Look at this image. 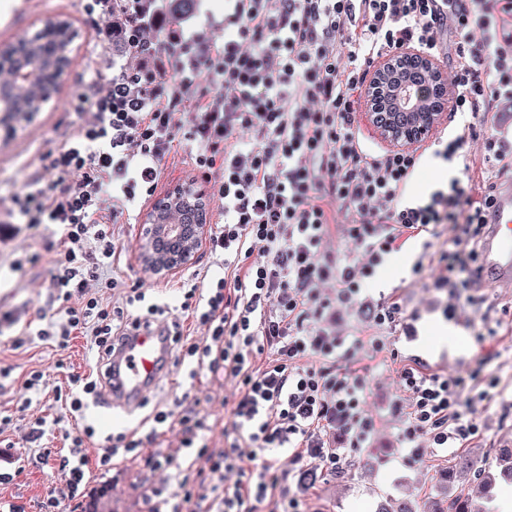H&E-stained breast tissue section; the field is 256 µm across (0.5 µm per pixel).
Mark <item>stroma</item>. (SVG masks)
<instances>
[{
	"label": "stroma",
	"mask_w": 512,
	"mask_h": 512,
	"mask_svg": "<svg viewBox=\"0 0 512 512\" xmlns=\"http://www.w3.org/2000/svg\"><path fill=\"white\" fill-rule=\"evenodd\" d=\"M58 19L71 21L78 49L60 89L29 119L12 122L0 115V225L11 222L14 199L33 182L44 147L63 145L66 132L74 127L77 118L69 109L71 97L91 94L98 80L110 74L112 47L97 38L86 23L80 0H0V45L34 36ZM460 172L457 162L446 164L426 155L410 184L409 199L427 195ZM36 247V239L24 232L0 242V306L22 310L23 321L37 328L41 316L51 311V266L44 262L31 267L24 277L13 269L17 260L29 256ZM422 251L421 242L410 243L390 256L369 283L372 299H395L404 316L417 318V339L396 330L388 336L390 348L402 356L424 358L434 371L482 372L499 379L504 393L473 402L479 431L462 448L450 449L448 454L427 453L419 459L403 456L396 440V421L389 417L370 446L350 452L336 471L315 472L307 464L292 467L288 486L303 499L306 512H376L383 499L408 495L423 505L436 494L441 472L459 454L490 459L497 449L512 446V290L465 288L451 298L446 292L422 287L412 275ZM451 301L458 307L452 320L445 313ZM487 324L495 333L485 338L481 332ZM95 362V354L87 351L79 336L64 349L36 339L15 350L9 331L0 332V368L10 370L9 376L0 377V413L12 418L0 439L14 443L22 455L20 473L10 483L0 485V498L24 504L27 512H41L51 490L60 486L61 474L52 462L40 457L39 450L67 447L66 436L76 433L77 426L52 393L59 387L68 388L73 375L88 372ZM31 369L43 372L45 394L25 409L14 400L13 388ZM38 417L46 421L45 434L40 443L33 444L28 433ZM311 471L316 474L315 480L305 481V473ZM114 478L117 499L111 505L113 512H148L145 497L158 485L159 473L138 459L126 461Z\"/></svg>",
	"instance_id": "obj_1"
}]
</instances>
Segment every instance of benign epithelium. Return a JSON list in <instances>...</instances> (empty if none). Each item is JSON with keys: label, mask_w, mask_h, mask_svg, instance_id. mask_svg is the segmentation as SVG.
<instances>
[{"label": "benign epithelium", "mask_w": 512, "mask_h": 512, "mask_svg": "<svg viewBox=\"0 0 512 512\" xmlns=\"http://www.w3.org/2000/svg\"><path fill=\"white\" fill-rule=\"evenodd\" d=\"M453 88L439 62L410 48L380 58L365 91L364 117L374 133L392 150H413L425 146L447 119ZM192 201L205 208V193L189 183L176 187L158 200L152 210H169L176 203ZM139 247V263L144 272L155 276L170 275L187 265L206 234L207 225H198L196 236L188 237L175 257L157 252L152 230L176 231L178 224H155L151 215Z\"/></svg>", "instance_id": "7a95c632"}]
</instances>
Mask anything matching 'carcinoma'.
Masks as SVG:
<instances>
[{
	"instance_id": "1",
	"label": "carcinoma",
	"mask_w": 512,
	"mask_h": 512,
	"mask_svg": "<svg viewBox=\"0 0 512 512\" xmlns=\"http://www.w3.org/2000/svg\"><path fill=\"white\" fill-rule=\"evenodd\" d=\"M74 32L69 22L57 24L50 32L26 42L17 51L9 45L3 55L15 57L14 66L0 68V110L12 113L33 112L41 107V86L39 81L27 87L20 77L26 71L42 70L47 74L63 73L69 68L70 60L61 55L43 57V48L50 41L64 46L72 41ZM201 220L198 210L192 205L180 207L170 216L160 218L161 223L197 224ZM512 485V449L503 450L493 461H485L479 467L471 458L454 460L448 472L441 476L437 494L431 498L429 512H499L496 505L495 488L497 482ZM478 483L479 495L473 497L463 492L453 491L454 483Z\"/></svg>"
}]
</instances>
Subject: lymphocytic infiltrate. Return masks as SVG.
<instances>
[{"label": "lymphocytic infiltrate", "mask_w": 512, "mask_h": 512, "mask_svg": "<svg viewBox=\"0 0 512 512\" xmlns=\"http://www.w3.org/2000/svg\"><path fill=\"white\" fill-rule=\"evenodd\" d=\"M124 21L112 23V0H86L103 41L121 40L133 64H123L77 96L73 114L94 110L62 147L40 155L49 180L17 196L26 228L61 231L52 259L55 312L31 337L66 348L83 337L99 360L112 352L143 302V283L126 285L114 267L126 255L115 223L136 200L152 196L169 157L185 153L224 221L210 228L205 248L224 274L184 289L181 309L196 336L169 323L178 363L188 377L208 373L211 383L236 386L230 427L209 411L210 397H194L180 412L156 406L145 435L120 433L97 461L111 469L117 451L140 456L146 443L169 435L173 448L190 450L202 466L182 468L176 457L154 455L148 465L168 473V512H254L271 502L274 512H301L287 477L271 464L248 470L274 450L327 470L348 450L366 446L377 421L363 410L370 389L357 355L377 357L387 348L384 329L402 327L398 302H381L369 334L338 335L337 307L351 308L387 258L411 239L427 236L428 260L413 273L438 290L474 285L478 244L499 183L512 180V138L496 131L501 104H512V0H224L222 44L210 43L189 20L173 22L162 0H121ZM432 56L448 53L452 112L472 120L439 155L459 158L466 144L483 150L485 178L476 185L470 167L427 198H407L422 155L415 150L366 149L357 130L365 82L381 56L406 47ZM208 71L221 94L201 85ZM444 224H462L466 238L440 240ZM349 239L357 255L326 252L332 237ZM469 278H460V271ZM347 362L339 370L338 362ZM406 404L398 432L402 448L439 453L478 433L464 408L463 377L427 369L415 356L396 361ZM342 431L347 448L333 446ZM95 434L83 425L67 451L44 449L64 485L51 492L43 512L68 503L71 512H107L112 482L85 476Z\"/></svg>", "instance_id": "f902f5d3"}]
</instances>
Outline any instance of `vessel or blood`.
<instances>
[{"mask_svg":"<svg viewBox=\"0 0 512 512\" xmlns=\"http://www.w3.org/2000/svg\"><path fill=\"white\" fill-rule=\"evenodd\" d=\"M478 274L495 287L512 289V183L502 187L487 216ZM113 347L107 387L95 405L135 424L150 392L171 379L173 338L165 324L155 322L130 327Z\"/></svg>","mask_w":512,"mask_h":512,"instance_id":"b4317fda","label":"vessel or blood"}]
</instances>
